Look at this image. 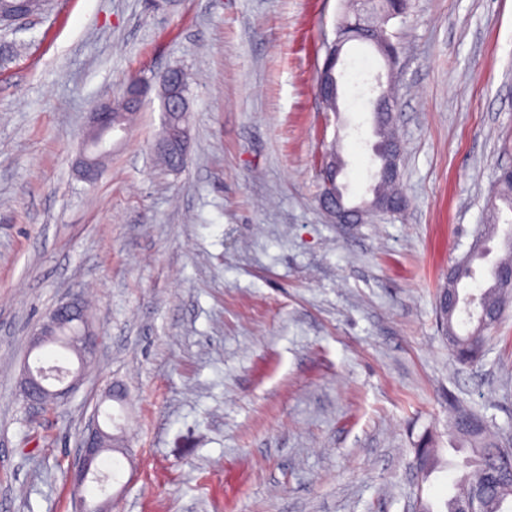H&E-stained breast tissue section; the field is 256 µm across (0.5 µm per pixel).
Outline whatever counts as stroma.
<instances>
[{"label":"stroma","instance_id":"1","mask_svg":"<svg viewBox=\"0 0 512 512\" xmlns=\"http://www.w3.org/2000/svg\"><path fill=\"white\" fill-rule=\"evenodd\" d=\"M147 2L48 0L0 31L17 47L0 67V512H73L97 412L123 413L130 451L112 512H446L449 398L512 438V305L472 364L436 312L512 166V0H410L394 67L344 46L335 112L314 85L346 0ZM172 67L191 77L186 165L156 166L151 95L84 181L93 107ZM387 73L407 206L333 223L320 165L336 152L348 198L367 196V100ZM76 297L94 359L44 347L82 379L31 412L32 334ZM416 468L421 477H427L435 468L437 449L432 445L429 435L422 437L414 448Z\"/></svg>","mask_w":512,"mask_h":512}]
</instances>
